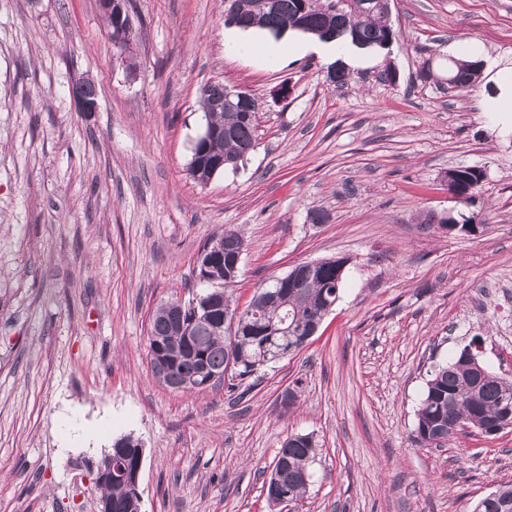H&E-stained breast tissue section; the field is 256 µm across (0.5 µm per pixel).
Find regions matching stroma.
<instances>
[{
  "label": "stroma",
  "mask_w": 512,
  "mask_h": 512,
  "mask_svg": "<svg viewBox=\"0 0 512 512\" xmlns=\"http://www.w3.org/2000/svg\"><path fill=\"white\" fill-rule=\"evenodd\" d=\"M224 10L130 0V78L98 0H0V512H99L85 460L126 434L145 448L142 512H281L260 473L293 433L317 450L292 512H472L512 485V430L422 447L415 413L473 338L512 376V126L480 88L445 83L471 42L512 59V0H391L396 40L341 87L314 54L225 58ZM389 65L397 83H379ZM81 80L97 112L76 111ZM215 81L255 98L259 145L202 185L188 164ZM458 166L485 173L468 204L448 194ZM227 229L244 238L237 305L334 256L340 297L245 395L171 390L151 372V317L191 298Z\"/></svg>",
  "instance_id": "stroma-1"
}]
</instances>
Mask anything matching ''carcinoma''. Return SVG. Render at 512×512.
<instances>
[{"mask_svg":"<svg viewBox=\"0 0 512 512\" xmlns=\"http://www.w3.org/2000/svg\"><path fill=\"white\" fill-rule=\"evenodd\" d=\"M252 8L239 20L242 29H264L276 37L283 34L279 25L283 17L300 12L302 0H250ZM307 15L295 22L290 30L321 38L332 36L340 45L358 43L366 49L387 50L397 37L388 15L372 6L374 0H313ZM478 63L448 58V88L458 90L475 86L480 79ZM227 85L207 83L199 91V103H217L224 99ZM206 125L214 134L193 146L192 156L202 155L209 162L232 159L242 155L257 141V119L232 108L204 113ZM451 184L468 202L478 192L484 172L476 166H460L448 171ZM197 279L223 283L219 294L209 290L200 295L201 301H214L211 319L204 325L194 321V311H179L167 304L158 306L152 315L147 336V350L153 375L169 388L183 385L198 366L207 374L229 376V389L249 379L255 370L271 363L285 352L295 353L303 347L305 327L327 302L339 298L341 282L336 269L329 267L322 275L308 282L305 288H280V299L270 305L257 306V317L238 323L231 330L224 313L237 306L228 289L237 278L227 279V263L212 269L197 267ZM274 324L287 330L280 336H264L262 329ZM512 416V376L494 373L483 363H477L463 347L447 364L431 371L419 407L416 411V442L421 446L441 447L454 437L450 427L460 422L478 431H490ZM140 442L124 435L112 444V453L120 455L129 471L139 465ZM316 455V442L309 434H293L278 449L266 477L268 484L278 482L284 493L294 501L304 498L310 484L309 465ZM101 489L100 508L126 512L132 489L120 478L97 481Z\"/></svg>","mask_w":512,"mask_h":512,"instance_id":"cac0c4a2","label":"carcinoma"}]
</instances>
